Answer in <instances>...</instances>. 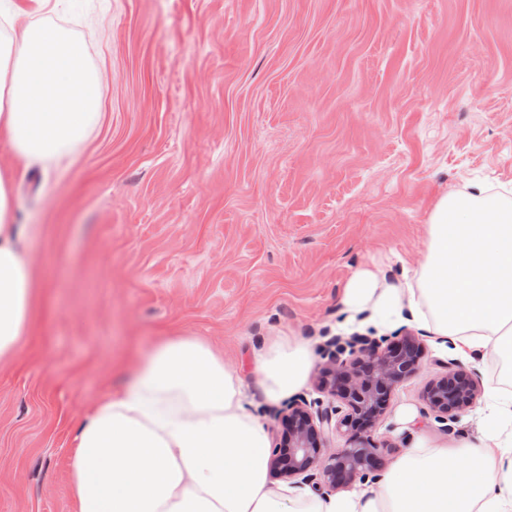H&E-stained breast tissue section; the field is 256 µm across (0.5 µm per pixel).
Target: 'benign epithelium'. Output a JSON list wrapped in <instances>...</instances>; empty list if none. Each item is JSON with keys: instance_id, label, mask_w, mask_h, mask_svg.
<instances>
[{"instance_id": "7a95c632", "label": "benign epithelium", "mask_w": 512, "mask_h": 512, "mask_svg": "<svg viewBox=\"0 0 512 512\" xmlns=\"http://www.w3.org/2000/svg\"><path fill=\"white\" fill-rule=\"evenodd\" d=\"M423 355V343L411 333L383 340L356 336L344 344L333 339L317 386L339 405L314 409L301 402L288 408L282 415L281 442L272 448L275 473L337 490L379 470L382 448L374 432L391 393L417 373ZM444 368L446 373L428 385L424 398L439 421L454 423L481 395L482 377L452 360ZM340 412L346 444L325 456L323 426Z\"/></svg>"}]
</instances>
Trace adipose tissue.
Wrapping results in <instances>:
<instances>
[{"instance_id":"1","label":"adipose tissue","mask_w":512,"mask_h":512,"mask_svg":"<svg viewBox=\"0 0 512 512\" xmlns=\"http://www.w3.org/2000/svg\"><path fill=\"white\" fill-rule=\"evenodd\" d=\"M51 0L0 8V139L23 168L65 167L101 121V76L72 33L38 21ZM0 173V362L33 317L36 282ZM426 252L393 279L357 271L345 323L426 326L463 357L512 360V198L475 185L436 205ZM311 341L280 330L254 351L263 400L306 385ZM238 368L197 336L159 337L130 380L81 418L69 467L72 512H512V398L495 400L477 443L415 439L374 486L322 495L269 480L270 439Z\"/></svg>"}]
</instances>
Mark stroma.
Segmentation results:
<instances>
[{
  "label": "stroma",
  "mask_w": 512,
  "mask_h": 512,
  "mask_svg": "<svg viewBox=\"0 0 512 512\" xmlns=\"http://www.w3.org/2000/svg\"><path fill=\"white\" fill-rule=\"evenodd\" d=\"M102 72V120L58 173L15 176L36 273L31 332L0 363V512H71L80 416L161 336L236 363L276 328L336 336L359 269L401 277L439 200L512 194V0H85L51 14ZM418 373L375 439L395 462L422 436L485 427L512 395L493 356L483 397L443 431L423 395L450 352L423 326Z\"/></svg>",
  "instance_id": "stroma-1"
}]
</instances>
